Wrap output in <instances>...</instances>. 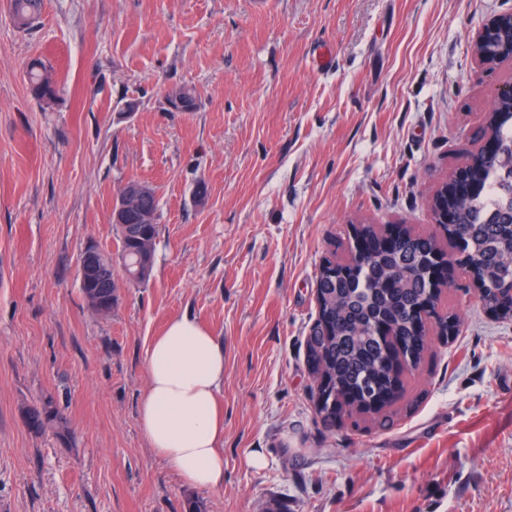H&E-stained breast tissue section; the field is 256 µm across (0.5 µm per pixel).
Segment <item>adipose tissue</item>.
Wrapping results in <instances>:
<instances>
[{
	"mask_svg": "<svg viewBox=\"0 0 512 512\" xmlns=\"http://www.w3.org/2000/svg\"><path fill=\"white\" fill-rule=\"evenodd\" d=\"M138 423L150 448L198 490L224 486V345L191 315L168 322L146 350Z\"/></svg>",
	"mask_w": 512,
	"mask_h": 512,
	"instance_id": "1",
	"label": "adipose tissue"
}]
</instances>
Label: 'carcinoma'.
Returning <instances> with one entry per match:
<instances>
[{"instance_id": "carcinoma-1", "label": "carcinoma", "mask_w": 512, "mask_h": 512, "mask_svg": "<svg viewBox=\"0 0 512 512\" xmlns=\"http://www.w3.org/2000/svg\"><path fill=\"white\" fill-rule=\"evenodd\" d=\"M42 0H11L16 25L30 27ZM45 66L32 63L26 72L33 96L53 102L60 97L55 83L45 79ZM500 149L512 155V125L497 124ZM482 192L458 208V267L462 274L474 266L484 274L481 301L494 311L509 298L503 280L512 279V168L489 164L482 172ZM121 243L122 268L128 280L143 282L154 265L159 225L143 224L132 216L116 225ZM362 238L376 244L352 266L331 251L317 279L318 315L306 339L305 364L314 382L317 413L327 428L345 419H370L387 429L394 414L377 407L383 395L404 388V374L419 369L428 347L429 328L422 313L429 314L437 331L448 334L449 315L443 310V288L432 280V268L444 259L437 241L410 228L400 229L389 247L379 241L372 225L359 228ZM105 279L83 290L92 296L96 312L112 313L117 282L112 257L99 259ZM25 423L35 433L62 424L59 411L44 405L25 412Z\"/></svg>"}]
</instances>
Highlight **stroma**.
Here are the masks:
<instances>
[{
    "label": "stroma",
    "mask_w": 512,
    "mask_h": 512,
    "mask_svg": "<svg viewBox=\"0 0 512 512\" xmlns=\"http://www.w3.org/2000/svg\"><path fill=\"white\" fill-rule=\"evenodd\" d=\"M512 0H0V512H512V319L468 281L391 429H328L304 344L315 278L356 224L438 233L430 200L492 83L472 38ZM39 59L64 89L34 98ZM196 111H170L175 86ZM156 189L149 279L109 316L80 288L118 253L125 182ZM189 314L224 342V487L185 486L144 438L146 348ZM66 436L35 434L32 406ZM11 10L18 28L27 29L38 17L42 0H11ZM24 419L29 429L35 433H42L50 425L58 424L62 426L59 411L51 405L29 408L25 412Z\"/></svg>",
    "instance_id": "1"
}]
</instances>
